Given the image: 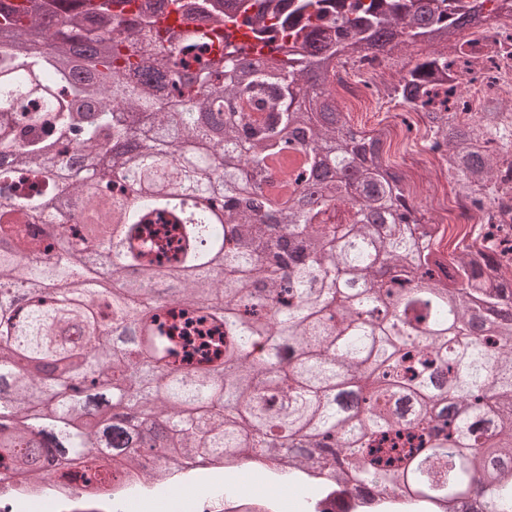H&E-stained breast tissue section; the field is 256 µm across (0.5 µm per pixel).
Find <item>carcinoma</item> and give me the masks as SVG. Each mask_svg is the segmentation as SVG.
I'll list each match as a JSON object with an SVG mask.
<instances>
[{
  "label": "carcinoma",
  "mask_w": 512,
  "mask_h": 512,
  "mask_svg": "<svg viewBox=\"0 0 512 512\" xmlns=\"http://www.w3.org/2000/svg\"><path fill=\"white\" fill-rule=\"evenodd\" d=\"M344 2H0L15 40L0 43V460L13 471L51 479L55 457L106 449L131 467L145 451L175 468L276 452L308 469L320 448L338 480L512 512V306L470 283L474 259L447 267L330 88L342 52L444 45L480 6ZM171 10L179 24L164 27ZM80 47L83 77L69 64ZM242 56L266 68L247 77ZM456 81L434 50L389 95L424 114L430 150L480 204L512 129L494 100L459 123ZM225 112L218 141L201 117ZM131 142L146 152L89 177ZM322 145L336 177L305 209ZM21 172L51 191L15 195ZM156 212L186 222L176 266L145 261L136 231ZM170 304L227 338L207 340L204 363L178 362Z\"/></svg>",
  "instance_id": "obj_1"
}]
</instances>
